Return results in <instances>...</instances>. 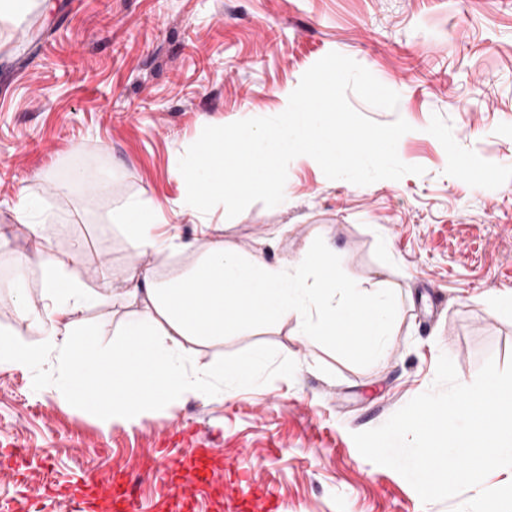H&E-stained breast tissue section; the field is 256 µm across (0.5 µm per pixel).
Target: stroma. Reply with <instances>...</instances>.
Returning a JSON list of instances; mask_svg holds the SVG:
<instances>
[{"mask_svg":"<svg viewBox=\"0 0 512 512\" xmlns=\"http://www.w3.org/2000/svg\"><path fill=\"white\" fill-rule=\"evenodd\" d=\"M332 51L399 94L393 111L348 100L376 122L407 121L398 156L424 174L358 186L299 156L286 202L232 219L221 205L186 208L176 168L203 128L280 114L281 90ZM75 168L106 178L107 190L69 185ZM136 198L158 207L157 231L176 252L140 254L113 222ZM205 221L222 225L228 247L271 264L325 240L328 276L391 296L382 355L256 320L190 351L199 366L264 354L251 384L225 382L220 401L143 405L128 427L56 400L49 366L2 369L0 448L25 445L36 460L0 475V512L35 486L39 512H90L77 491L92 473L130 475L141 512H163L189 438L211 448L216 470L229 463L259 479L281 512H453L472 498L423 503L352 435L428 390L440 355L462 382L486 358L512 359V316L483 305L512 297V0H32L25 15L0 19V331L33 337L4 282L22 278L39 300L43 257L81 239L89 257L73 277L112 290L84 316L103 349L119 350L120 329L143 310L127 289L147 270L161 280L189 271Z\"/></svg>","mask_w":512,"mask_h":512,"instance_id":"stroma-1","label":"stroma"}]
</instances>
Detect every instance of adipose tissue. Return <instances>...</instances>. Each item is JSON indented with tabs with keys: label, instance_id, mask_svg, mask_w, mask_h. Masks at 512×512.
Here are the masks:
<instances>
[{
	"label": "adipose tissue",
	"instance_id": "1",
	"mask_svg": "<svg viewBox=\"0 0 512 512\" xmlns=\"http://www.w3.org/2000/svg\"><path fill=\"white\" fill-rule=\"evenodd\" d=\"M155 217V209L141 200L126 202L118 214L139 251L169 246L153 232ZM83 257L80 249L63 258L44 257L41 303L14 290V307L36 338L1 335L0 368L54 362V392L60 401L93 409L117 423H133L137 407L148 403L214 394L216 383L224 379L248 382L250 370L236 365L197 368L186 357V342L223 338L233 326L290 321L307 340L351 337L369 354L385 344L387 299L327 281L321 271L329 256L320 246H312L305 260L271 265L239 255L212 230L202 258L190 271L167 283L147 275L128 290V299L143 304L145 311L124 324L122 355L106 358L95 353V331L82 312L107 295L89 293L70 274L71 264Z\"/></svg>",
	"mask_w": 512,
	"mask_h": 512
}]
</instances>
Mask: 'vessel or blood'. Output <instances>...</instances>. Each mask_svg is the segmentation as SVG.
Instances as JSON below:
<instances>
[{"label": "vessel or blood", "mask_w": 512, "mask_h": 512, "mask_svg": "<svg viewBox=\"0 0 512 512\" xmlns=\"http://www.w3.org/2000/svg\"><path fill=\"white\" fill-rule=\"evenodd\" d=\"M206 485L223 490L226 512H278L275 500L253 482L217 474L206 449L189 447L180 468L173 470L167 496L168 512H189L193 491ZM86 503L104 512H139L138 503L122 475L102 480L88 478L83 491Z\"/></svg>", "instance_id": "1"}]
</instances>
